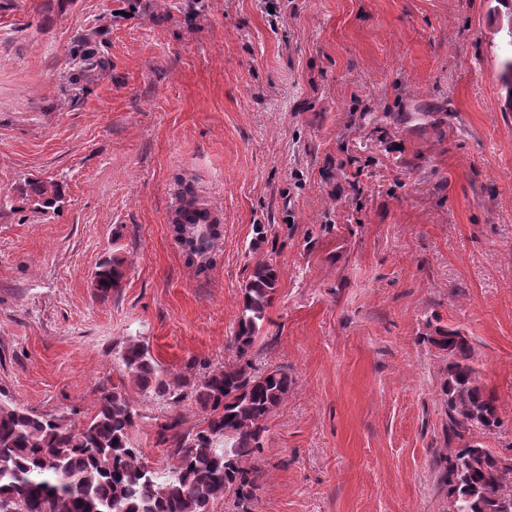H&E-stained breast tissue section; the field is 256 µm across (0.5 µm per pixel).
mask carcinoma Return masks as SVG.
I'll list each match as a JSON object with an SVG mask.
<instances>
[{
    "label": "carcinoma",
    "mask_w": 512,
    "mask_h": 512,
    "mask_svg": "<svg viewBox=\"0 0 512 512\" xmlns=\"http://www.w3.org/2000/svg\"><path fill=\"white\" fill-rule=\"evenodd\" d=\"M504 109L512 112V52L501 60ZM35 209L46 215L60 207L57 185L30 184ZM181 246L208 268L217 239L216 225L202 230L200 242L179 224ZM122 259H103L94 287L104 296L122 279ZM279 270L272 261L257 264L242 288L239 317L230 338L237 359L201 377L187 370L173 374L152 356L148 345L130 341L119 354L124 374L149 396L177 407L192 400L206 413L205 426L183 428L172 414L157 424V444L173 459L164 471L148 465L131 438L140 418L124 380L100 391L95 413L80 426L62 415L37 412L0 397V512H212L226 496L242 501L258 488L259 469L243 466L264 448L267 419L292 386L279 367L260 370L249 353L266 322ZM427 342L446 357L440 385L446 422L443 435L453 453L435 460L438 480L448 494V512H512L504 500L512 473L501 457L474 437L493 435L502 422L497 397L478 381L466 337L437 328Z\"/></svg>",
    "instance_id": "1"
}]
</instances>
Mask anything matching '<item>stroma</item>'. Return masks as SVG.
Segmentation results:
<instances>
[{
  "label": "stroma",
  "instance_id": "35a3bbf8",
  "mask_svg": "<svg viewBox=\"0 0 512 512\" xmlns=\"http://www.w3.org/2000/svg\"><path fill=\"white\" fill-rule=\"evenodd\" d=\"M498 0H0V392L95 411L147 342L167 370L231 361L241 288L280 280L250 353L291 390L267 421L245 506L213 512H448L425 342L467 336L512 456V112ZM105 59L76 81L72 52ZM54 182L59 213L21 192ZM223 219L206 271L170 229L181 184ZM263 237H256V227ZM123 260L101 295L102 257ZM126 390L152 466L177 408Z\"/></svg>",
  "mask_w": 512,
  "mask_h": 512
}]
</instances>
